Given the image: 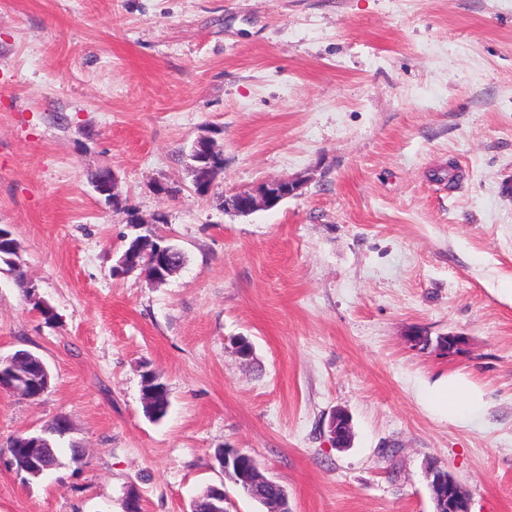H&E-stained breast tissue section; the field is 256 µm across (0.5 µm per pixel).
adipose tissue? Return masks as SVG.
<instances>
[{
    "instance_id": "obj_1",
    "label": "adipose tissue",
    "mask_w": 512,
    "mask_h": 512,
    "mask_svg": "<svg viewBox=\"0 0 512 512\" xmlns=\"http://www.w3.org/2000/svg\"><path fill=\"white\" fill-rule=\"evenodd\" d=\"M482 403V392L458 374L434 380L423 394L425 409L432 416L448 422L466 420Z\"/></svg>"
}]
</instances>
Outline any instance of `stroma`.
Segmentation results:
<instances>
[{
  "label": "stroma",
  "mask_w": 512,
  "mask_h": 512,
  "mask_svg": "<svg viewBox=\"0 0 512 512\" xmlns=\"http://www.w3.org/2000/svg\"><path fill=\"white\" fill-rule=\"evenodd\" d=\"M201 136L224 158L204 196ZM294 176L273 209L221 206ZM132 211L186 256L162 285L112 276ZM0 224L35 286L0 264V355L52 375L0 392V512H122L132 489L190 512L212 485L260 512L220 448L292 512H433L435 463L471 512H512V0H0ZM416 328L465 348L414 349ZM146 370L170 391L158 422ZM451 372L485 393L463 423L422 405ZM60 416L59 466H11L12 437ZM349 421V416L343 411H336L330 416L327 429L331 442L338 448L348 447V445H344V440L349 426ZM239 451L240 450L237 449H225L219 454L218 461L222 470L229 478L231 477V472L235 470L240 480L246 482L248 485L260 487L264 481L262 475L251 469L250 466L248 468H242L239 460Z\"/></svg>",
  "instance_id": "obj_1"
}]
</instances>
